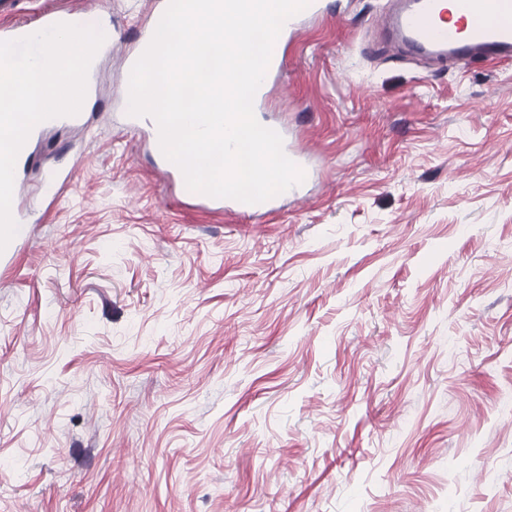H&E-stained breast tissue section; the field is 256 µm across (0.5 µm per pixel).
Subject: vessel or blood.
I'll list each match as a JSON object with an SVG mask.
<instances>
[{
	"label": "vessel or blood",
	"instance_id": "obj_1",
	"mask_svg": "<svg viewBox=\"0 0 512 512\" xmlns=\"http://www.w3.org/2000/svg\"><path fill=\"white\" fill-rule=\"evenodd\" d=\"M18 0H0V40L18 39L32 34L34 28H47L58 21L59 12L44 10L37 27L13 22ZM494 5L498 15L512 16V0H458V9L463 16L483 14L487 5ZM447 9L442 0H412L411 4L393 15L385 16V25L391 27L401 41L410 49L448 59L457 65H467L475 59L506 61L512 59V25L476 24L459 25L449 28L446 24ZM275 131L283 135V150L288 158L303 168L306 177H313L305 152L292 141L287 140L288 129L275 124ZM194 201L210 211H227L236 215H253L273 211V200L248 204L229 198H213L200 193L194 194Z\"/></svg>",
	"mask_w": 512,
	"mask_h": 512
}]
</instances>
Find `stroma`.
<instances>
[{
    "label": "stroma",
    "mask_w": 512,
    "mask_h": 512,
    "mask_svg": "<svg viewBox=\"0 0 512 512\" xmlns=\"http://www.w3.org/2000/svg\"><path fill=\"white\" fill-rule=\"evenodd\" d=\"M323 3L264 109L315 177L233 216L118 118L155 0H96L90 121L33 144L0 266V512H512V61ZM123 124L133 130L142 132L147 136L152 146L158 152L166 175L187 191L189 197L198 202V206L210 211H226L236 215H253L273 211L278 199L275 196L261 203L248 204L229 198H213L204 194L195 193L186 187L184 176L180 169L170 162L162 153L159 146V133L156 122L151 117H132L126 112L121 113ZM261 125L271 128L277 131L283 138V150L288 158H290L293 162H295L305 173V179L301 184L295 185L287 191L281 193L283 196H292L299 197L303 190L304 186L310 181V179L314 175V170L309 166L306 161L305 152L297 146L295 143L289 140L288 138V128L280 123L275 122H260ZM72 172L67 168L54 169L44 183V193L51 201H56L71 180Z\"/></svg>",
    "instance_id": "35a3bbf8"
}]
</instances>
